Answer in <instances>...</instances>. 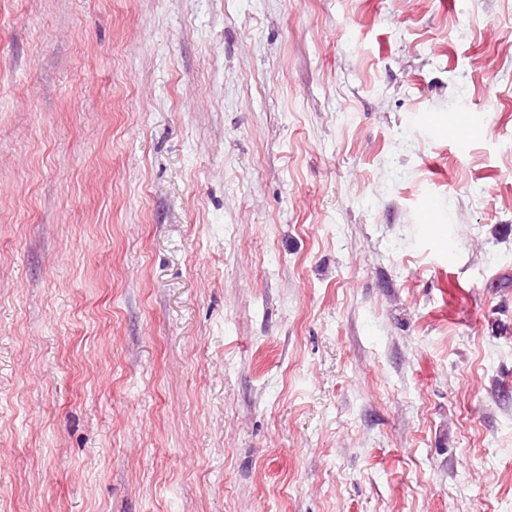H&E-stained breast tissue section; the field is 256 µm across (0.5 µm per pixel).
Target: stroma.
Here are the masks:
<instances>
[{"instance_id":"1","label":"stroma","mask_w":512,"mask_h":512,"mask_svg":"<svg viewBox=\"0 0 512 512\" xmlns=\"http://www.w3.org/2000/svg\"><path fill=\"white\" fill-rule=\"evenodd\" d=\"M0 512H512V0H0Z\"/></svg>"}]
</instances>
